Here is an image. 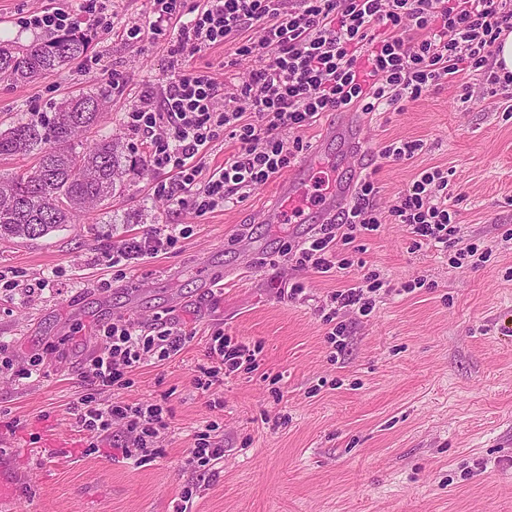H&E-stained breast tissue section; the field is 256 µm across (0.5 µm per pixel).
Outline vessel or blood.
Segmentation results:
<instances>
[{"mask_svg":"<svg viewBox=\"0 0 512 512\" xmlns=\"http://www.w3.org/2000/svg\"><path fill=\"white\" fill-rule=\"evenodd\" d=\"M370 146L368 125L364 117L353 112L337 116L326 124L315 144L303 154L281 178L266 207L271 219L288 214L297 208H308L306 220L295 224V237L305 241L318 225L343 223L347 209L355 194V174L364 168L366 152ZM353 162V177L345 175V160ZM323 178L320 196L306 200L305 188L316 178Z\"/></svg>","mask_w":512,"mask_h":512,"instance_id":"obj_1","label":"vessel or blood"}]
</instances>
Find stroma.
<instances>
[{
    "label": "stroma",
    "mask_w": 512,
    "mask_h": 512,
    "mask_svg": "<svg viewBox=\"0 0 512 512\" xmlns=\"http://www.w3.org/2000/svg\"><path fill=\"white\" fill-rule=\"evenodd\" d=\"M81 2L0 0V41L47 40L16 24L37 9H63L86 31ZM112 8V33L88 50L98 66L78 60L30 83L0 80V130L62 98L104 93L108 110L88 141L115 136L127 154L145 157L125 114L145 86L164 85L173 62L164 43L121 36L145 19L149 0H114ZM194 63L235 84L250 70L230 44ZM464 94L456 81L368 114L366 175L385 209L421 170L447 171L463 244L491 252L479 265H455L456 247L418 248L405 225L387 224L342 246L355 267L324 276L278 260L290 233L264 221L273 183L198 216L153 197L158 175L143 165L126 175L120 197L91 214L40 238L0 239V270L49 280L32 294L0 289V341L13 362L0 372V483L9 488L0 512H174L190 485L191 512H512V250L497 244L512 229V115L503 96ZM416 139L425 148L413 160L380 155L382 145ZM153 224L188 225L192 234L114 278L111 243ZM207 267L222 273L217 287L201 278ZM371 271L395 285L425 284L382 296L369 316H347L345 346L334 351L318 305ZM296 283L304 293L289 297ZM121 316L146 331L196 332L172 360L136 368L118 394L129 403L162 399L171 410L159 453L139 465L92 447L74 415L98 348L94 331ZM219 331L260 345V363L203 395L192 370ZM34 357L41 376L17 379ZM210 423L224 457L201 474L185 455Z\"/></svg>",
    "instance_id": "obj_1"
}]
</instances>
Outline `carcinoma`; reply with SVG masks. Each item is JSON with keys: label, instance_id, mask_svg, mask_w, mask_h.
Listing matches in <instances>:
<instances>
[{"label": "carcinoma", "instance_id": "cac0c4a2", "mask_svg": "<svg viewBox=\"0 0 512 512\" xmlns=\"http://www.w3.org/2000/svg\"><path fill=\"white\" fill-rule=\"evenodd\" d=\"M86 50V41L74 33L26 48L0 44V79L30 83L60 74ZM107 110L101 94L69 97L54 105L49 116L0 131V158L36 156L31 169L0 176V238L43 237L122 193L124 176L137 160L110 138L83 150L75 147V140Z\"/></svg>", "mask_w": 512, "mask_h": 512}]
</instances>
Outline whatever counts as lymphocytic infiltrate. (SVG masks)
Returning a JSON list of instances; mask_svg holds the SVG:
<instances>
[{
  "mask_svg": "<svg viewBox=\"0 0 512 512\" xmlns=\"http://www.w3.org/2000/svg\"><path fill=\"white\" fill-rule=\"evenodd\" d=\"M144 22L125 35L167 41L172 57L190 62L162 89L144 88L126 115L145 137L147 168L168 173L155 183V197L203 215L242 202L254 188L290 168L305 149L299 131L326 112L360 106L365 113L416 101L449 77L466 76L467 97L496 96L512 76H485L502 37L512 33V0H149ZM234 43L238 59L250 61L247 79L221 85L209 66L194 65L202 51ZM296 131L284 140L282 129ZM235 140L237 150L221 169L204 173L202 158L214 141ZM378 189L362 180L347 220L323 224L307 241L281 249L284 259L319 274L351 267L338 241L373 232L384 224L408 226L416 246L453 245L460 233L451 209L448 177L439 168L421 170L388 210L375 203ZM187 228L160 224L139 240L114 249L113 266L175 249ZM385 282L363 276L336 291L320 308L331 324L328 341L343 349L346 314L370 315ZM99 347L84 378L88 393L77 410L82 431L99 440L121 427L124 458L142 463L153 456L168 428L165 403L104 401L100 395L128 386L135 368L174 358L192 335L182 328L150 334L117 318L94 334ZM260 346L236 342L223 332L210 336L193 386L208 392L232 375L256 370Z\"/></svg>",
  "mask_w": 512,
  "mask_h": 512,
  "instance_id": "obj_1",
  "label": "lymphocytic infiltrate"
}]
</instances>
